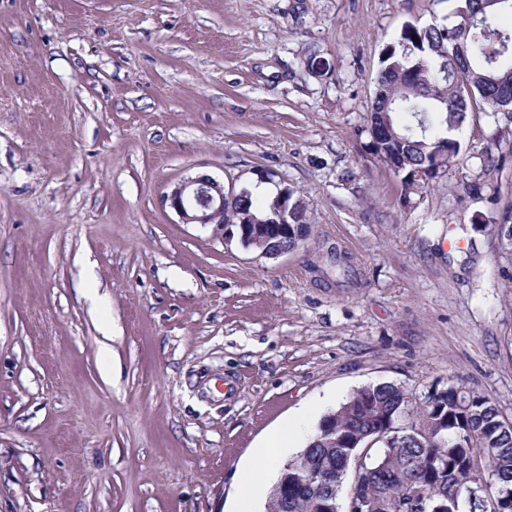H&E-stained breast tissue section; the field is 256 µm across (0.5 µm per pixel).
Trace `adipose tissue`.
Masks as SVG:
<instances>
[{"label": "adipose tissue", "instance_id": "1", "mask_svg": "<svg viewBox=\"0 0 512 512\" xmlns=\"http://www.w3.org/2000/svg\"><path fill=\"white\" fill-rule=\"evenodd\" d=\"M298 441V432L289 429L272 434L263 447L257 448L252 464L239 474V499L234 512H256L259 492L274 482L277 461Z\"/></svg>", "mask_w": 512, "mask_h": 512}]
</instances>
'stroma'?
Wrapping results in <instances>:
<instances>
[{
	"instance_id": "stroma-1",
	"label": "stroma",
	"mask_w": 512,
	"mask_h": 512,
	"mask_svg": "<svg viewBox=\"0 0 512 512\" xmlns=\"http://www.w3.org/2000/svg\"><path fill=\"white\" fill-rule=\"evenodd\" d=\"M456 5L0 0V512H232L268 435L370 383L512 419V167L407 196L361 133L384 48ZM199 174L288 183L309 238L179 223ZM494 223L493 230L502 252L512 256V210L504 211L499 220Z\"/></svg>"
}]
</instances>
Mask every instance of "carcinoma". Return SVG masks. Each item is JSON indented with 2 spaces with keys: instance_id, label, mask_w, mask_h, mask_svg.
Listing matches in <instances>:
<instances>
[{
  "instance_id": "cac0c4a2",
  "label": "carcinoma",
  "mask_w": 512,
  "mask_h": 512,
  "mask_svg": "<svg viewBox=\"0 0 512 512\" xmlns=\"http://www.w3.org/2000/svg\"><path fill=\"white\" fill-rule=\"evenodd\" d=\"M512 0L494 8L482 0H463L448 24L405 25L386 46L374 80L375 94L366 120L365 147L398 174L404 194L434 181L453 162L463 159L457 132L469 111L490 115L496 132L475 156L480 173L498 172L512 162ZM417 40H412V37ZM388 125L385 137L373 129ZM236 221L264 223L275 218L272 203L260 205L251 195L233 202ZM303 199L288 191V221L308 223ZM503 253L512 255V210L493 224ZM421 430L402 443L375 440V430L395 433L404 419ZM333 435L315 434L307 447L288 461V512H321L328 493L342 508L346 455L371 445L361 491L372 496L376 512H411L423 494L427 510L448 512L493 510L478 490L479 470L493 471L494 495L512 500V423L488 395L448 380V387L417 395L401 385L379 383L358 389L323 417ZM320 471L322 485H309V473Z\"/></svg>"
}]
</instances>
